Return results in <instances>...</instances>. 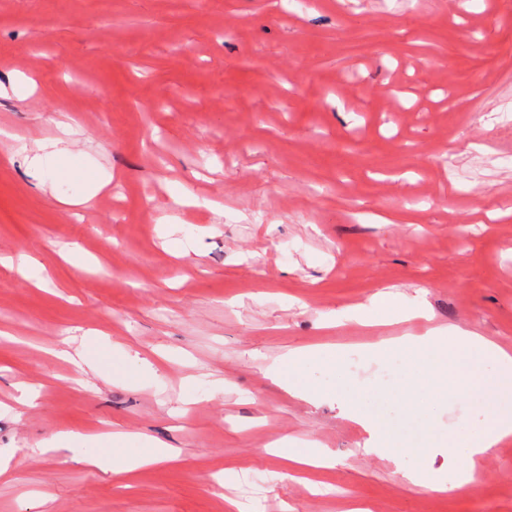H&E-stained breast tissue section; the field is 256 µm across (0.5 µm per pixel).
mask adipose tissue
<instances>
[{"instance_id":"adipose-tissue-1","label":"adipose tissue","mask_w":512,"mask_h":512,"mask_svg":"<svg viewBox=\"0 0 512 512\" xmlns=\"http://www.w3.org/2000/svg\"><path fill=\"white\" fill-rule=\"evenodd\" d=\"M57 129V138L36 141L28 165L42 180L60 184L71 178L70 169L59 162L60 157L70 153L65 141L69 126L61 122ZM354 315L359 319L369 317L390 323L430 317L423 301L399 299L385 292L372 296L368 304L358 306ZM366 351L375 357L402 358L397 387L377 395H360L350 403L342 401L337 388L326 385L316 376L320 369L340 370L342 351L333 345L289 349L267 367L266 375L297 399L310 403L338 401L342 415L369 433L370 450L392 459L414 453L415 447L409 434L388 427L375 411V404L389 407L400 404L420 416L447 404L449 398L471 399L485 416L482 426L433 440L434 447L446 451L449 460L457 465L452 484L433 481L422 470L400 472L404 484L433 492L464 488L474 479L476 459L512 441V352L495 341L450 325L429 328L421 336L380 340L369 344ZM95 441L98 449L87 456V464L115 475L179 457L176 449L160 447L148 438H136L121 430L96 436Z\"/></svg>"}]
</instances>
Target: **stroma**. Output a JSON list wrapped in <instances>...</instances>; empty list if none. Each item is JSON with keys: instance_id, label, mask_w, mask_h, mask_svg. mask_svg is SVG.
Returning a JSON list of instances; mask_svg holds the SVG:
<instances>
[{"instance_id": "1", "label": "stroma", "mask_w": 512, "mask_h": 512, "mask_svg": "<svg viewBox=\"0 0 512 512\" xmlns=\"http://www.w3.org/2000/svg\"><path fill=\"white\" fill-rule=\"evenodd\" d=\"M60 122L81 157L69 191L86 167L112 176L82 206L18 150ZM75 244L88 266L61 258ZM19 253L46 282L0 266V512H512V443L462 490L408 489L396 467L453 481L441 450L366 453L336 402L264 374L288 348L339 345L353 397L398 372L364 350L382 338L456 325L512 347V0H0V257ZM420 290L430 319L352 316ZM98 336L160 382L107 363L75 384L50 350ZM191 374L227 384L186 405ZM21 383L39 409L13 412ZM115 424L180 460L116 478L41 448L72 431L85 454ZM286 437L335 465L267 453ZM123 361L127 367L125 378L133 383L149 381L157 376V370L148 361L138 357V354L124 352Z\"/></svg>"}]
</instances>
